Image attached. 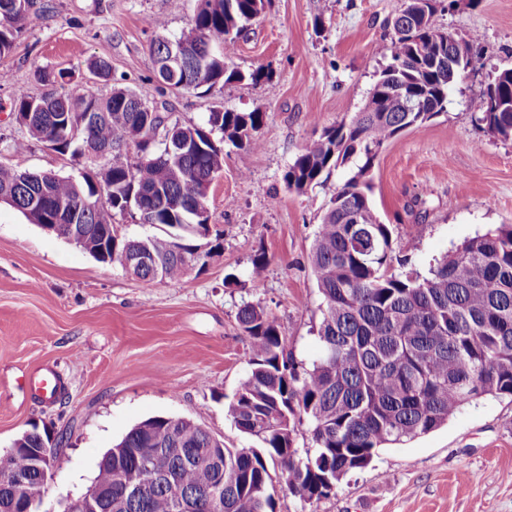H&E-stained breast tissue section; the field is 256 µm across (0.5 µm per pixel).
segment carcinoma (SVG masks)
Returning <instances> with one entry per match:
<instances>
[{"label": "carcinoma", "instance_id": "obj_1", "mask_svg": "<svg viewBox=\"0 0 512 512\" xmlns=\"http://www.w3.org/2000/svg\"><path fill=\"white\" fill-rule=\"evenodd\" d=\"M268 0H198L190 31L157 37L152 65L175 54L176 73H155L172 92H210L217 85L270 80L259 68H232L223 51L248 30ZM36 0H0V57L11 53ZM406 36H390L391 61L360 112L310 140L288 167V190L304 192L323 175L352 163L357 171L336 188L316 232L310 262L321 296L316 329L320 356L305 364L286 351L276 319L246 303L237 322L250 339V373L227 406L234 427L258 448H227L191 420L170 425L154 417L132 427L103 456L95 483L112 512H274L269 466L280 468L288 491L311 503L329 495L344 476L367 468L382 448L426 435L463 406L484 396L512 398V224L470 238L430 266L427 275L392 271L393 239L371 204L367 179L380 149L400 132L445 110L448 88L482 68L479 35L464 41L448 68L450 32L437 22V0H405ZM49 90L15 92L12 107L30 138L58 151L86 156L109 147L100 175L81 180L0 165V194L35 224H68L88 253L106 247L101 263L124 264L148 251L155 276L136 266L148 288L182 278L196 260L197 241L210 235L208 191L223 169V153L197 126L170 122L142 95L114 88L100 95L67 71H39ZM70 85L65 94L54 89ZM512 98V68L500 71L472 102L478 121L507 139L512 112H487L492 93ZM417 111H405V100ZM264 113L216 108L208 124L240 148L260 146ZM133 148L136 161L122 160ZM140 224L175 229L167 237L114 239L112 212ZM307 423L310 446L295 447L296 424ZM43 448L47 434L19 437ZM47 470L22 469L14 452L0 451V512H22L42 501L58 470L49 449Z\"/></svg>", "mask_w": 512, "mask_h": 512}]
</instances>
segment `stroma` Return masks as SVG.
<instances>
[{
    "label": "stroma",
    "mask_w": 512,
    "mask_h": 512,
    "mask_svg": "<svg viewBox=\"0 0 512 512\" xmlns=\"http://www.w3.org/2000/svg\"><path fill=\"white\" fill-rule=\"evenodd\" d=\"M0 60V163L80 178L86 159L28 140L15 121L17 88L38 95L37 73L68 70L99 93L121 86L183 125L207 127L212 109L264 113L257 149L213 132L224 167L209 190V247L186 275L147 288L119 264L106 265L0 204V450L23 432L51 433L63 469L40 512H62L91 487L103 454L139 422L186 418L229 448L254 447L225 414L248 374L241 305L276 317L288 350L320 354L321 303L310 254L322 215L350 174L342 167L298 194L283 175L308 140L350 121L391 60L387 18L405 0H272L228 61L272 72L209 93L160 92L149 56L157 36L179 38L197 0H43ZM446 31L480 37L484 66L448 90L445 112L380 150L369 173L371 201L395 242L393 270L427 273L464 240L512 224V139L491 132L471 107L492 77L512 68V0H455L439 14ZM112 65L104 83L90 72ZM27 141L23 152L14 144ZM268 263L253 287V260ZM53 374L62 390L44 400L35 382ZM276 512H512V399L485 397L447 424L380 450L324 499L305 503L280 480Z\"/></svg>",
    "instance_id": "obj_1"
}]
</instances>
